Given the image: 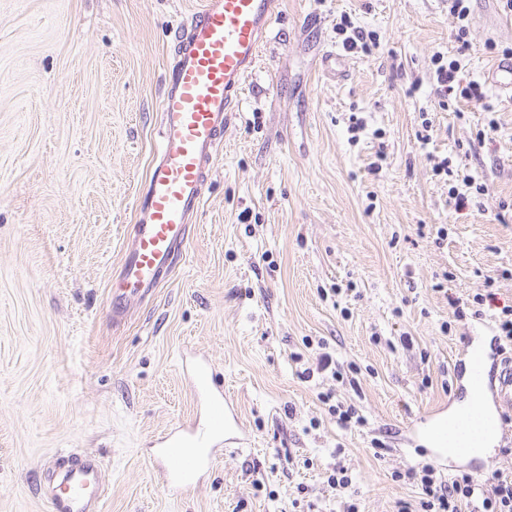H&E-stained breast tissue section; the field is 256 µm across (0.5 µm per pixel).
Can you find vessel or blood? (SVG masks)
<instances>
[{
    "label": "vessel or blood",
    "instance_id": "1",
    "mask_svg": "<svg viewBox=\"0 0 512 512\" xmlns=\"http://www.w3.org/2000/svg\"><path fill=\"white\" fill-rule=\"evenodd\" d=\"M277 8L278 0H205L176 32L160 104L161 147L137 201L135 234L112 293L114 320H122L182 257L189 226L203 203L207 171ZM485 78L512 98V57L487 70ZM460 366L461 389L469 400L452 412L419 417L413 426L446 468L472 461L478 448L485 451L484 463H492L496 437L512 434L503 421L512 411V357H503L497 337L466 336ZM182 369L203 414L166 433L157 450L169 482L180 487L198 481L219 443L244 440L233 400L212 363L198 357ZM102 493L101 462L84 456L63 470L47 497L51 512H101Z\"/></svg>",
    "mask_w": 512,
    "mask_h": 512
}]
</instances>
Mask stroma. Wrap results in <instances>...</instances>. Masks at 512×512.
I'll list each match as a JSON object with an SVG mask.
<instances>
[{"instance_id":"35a3bbf8","label":"stroma","mask_w":512,"mask_h":512,"mask_svg":"<svg viewBox=\"0 0 512 512\" xmlns=\"http://www.w3.org/2000/svg\"><path fill=\"white\" fill-rule=\"evenodd\" d=\"M201 4L0 0V512H50L46 481L71 453L102 460L103 512H343L325 482L337 462L359 512H397L417 491L393 471L428 461L413 423L449 407L464 336L497 335L512 305V100L483 77L512 47V13L471 0L462 51L448 0H281L183 258L113 326L171 32ZM344 18L379 46L345 52L340 83L322 60L344 52ZM438 55L484 100L440 106ZM444 158L448 180L432 171ZM468 177L486 190L460 208L448 189ZM490 276L496 303L474 311ZM321 340L360 367L359 389L299 378ZM195 356L249 441L175 489L152 444L199 409L181 368ZM328 389L364 427L337 424Z\"/></svg>"}]
</instances>
